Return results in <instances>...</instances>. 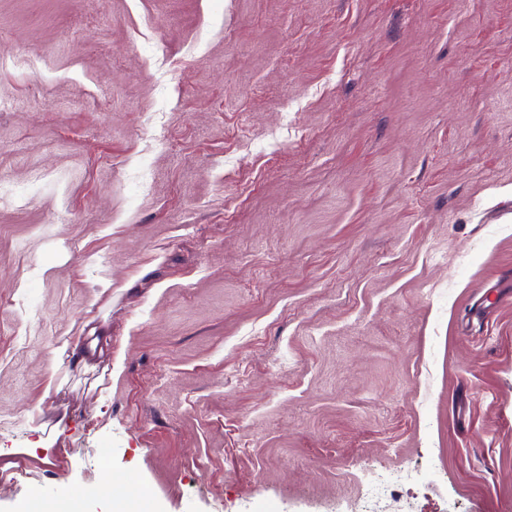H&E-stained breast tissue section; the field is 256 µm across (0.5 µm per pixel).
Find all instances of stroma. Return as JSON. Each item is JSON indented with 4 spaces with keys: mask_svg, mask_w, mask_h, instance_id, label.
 Returning a JSON list of instances; mask_svg holds the SVG:
<instances>
[{
    "mask_svg": "<svg viewBox=\"0 0 512 512\" xmlns=\"http://www.w3.org/2000/svg\"><path fill=\"white\" fill-rule=\"evenodd\" d=\"M0 193V512H512V0H0ZM125 489L126 484L119 476L113 479L112 488V473H106L100 485L93 489L79 495L65 491L51 504H46L40 499H32L21 512H83L86 500L91 497H97L105 502L107 512H130L132 506L129 500L123 496L113 495V491L118 493Z\"/></svg>",
    "mask_w": 512,
    "mask_h": 512,
    "instance_id": "stroma-1",
    "label": "stroma"
}]
</instances>
